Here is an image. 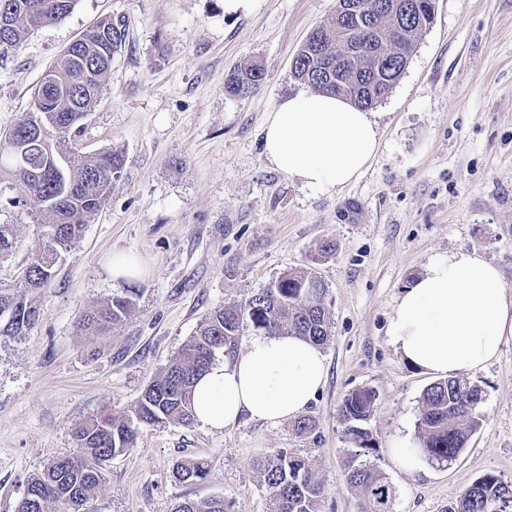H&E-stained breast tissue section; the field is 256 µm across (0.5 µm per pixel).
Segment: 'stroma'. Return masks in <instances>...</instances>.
Instances as JSON below:
<instances>
[{
	"instance_id": "stroma-1",
	"label": "stroma",
	"mask_w": 512,
	"mask_h": 512,
	"mask_svg": "<svg viewBox=\"0 0 512 512\" xmlns=\"http://www.w3.org/2000/svg\"><path fill=\"white\" fill-rule=\"evenodd\" d=\"M336 0H254L228 16L224 0H77L60 23L32 28L0 56V134L32 105L45 70L97 20L123 28L102 95L84 121V152H122L124 165L95 220L37 297L39 321L0 339V512H16L29 478L78 456L84 421L119 417L197 330L205 315L244 301L282 274L313 271L327 288L332 336L327 381L306 409L316 428L243 421L141 426L114 456L87 512H173L185 499L222 497L235 512H270L252 465L279 449L315 459L321 512H366L346 482L338 410L375 390L370 428L391 512H442L487 473L512 481V341L468 373L482 390L480 428L456 461L405 468L395 444L417 439L421 396L434 377L406 363L386 336L401 290L429 258L479 251L512 289V0H436L435 17L391 92L374 105L379 149L369 167L324 195L265 160L261 130L281 100L306 91L293 59ZM247 59L265 81L245 98L224 81ZM336 242L321 258L319 243ZM131 255L138 277L112 276ZM140 289L133 314L104 334L80 327L107 297ZM186 458L204 483L177 482ZM208 464L203 459H188L177 462L173 475L182 484L197 485L208 477Z\"/></svg>"
}]
</instances>
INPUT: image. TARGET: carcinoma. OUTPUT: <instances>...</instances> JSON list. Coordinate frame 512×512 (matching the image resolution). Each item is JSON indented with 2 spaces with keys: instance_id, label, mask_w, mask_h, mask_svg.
Listing matches in <instances>:
<instances>
[{
  "instance_id": "cac0c4a2",
  "label": "carcinoma",
  "mask_w": 512,
  "mask_h": 512,
  "mask_svg": "<svg viewBox=\"0 0 512 512\" xmlns=\"http://www.w3.org/2000/svg\"><path fill=\"white\" fill-rule=\"evenodd\" d=\"M76 0H0V50H15L36 24L65 19ZM363 6L362 23L343 22L351 0H336V9L316 25L299 49L292 75L319 92L343 95L362 108L381 102L405 71L419 39L435 15V0H356ZM125 41V30L101 20L67 47L51 65L58 87L38 85L30 111L0 142V177L8 176L22 195L10 199L31 205L36 228L34 244L23 255V279L0 287V337H15L40 318L34 296L55 277L62 254L79 238L84 226L105 206L112 180L123 167L113 150L86 153L70 143L81 117L97 104L112 59ZM263 70L245 62L224 83L232 96L243 97L263 82ZM43 171L36 181L33 171ZM16 225L0 222V262L19 253ZM139 289L102 301L83 321L101 333L121 324L136 307ZM327 289L315 273L290 271L241 303L209 313L193 336L144 388L136 405L123 417L96 418L74 432L80 456L62 455L35 473L17 512H81L99 493L106 464L135 446L139 428L167 421H195L190 395L195 380L217 353L232 356L239 336L255 332H290L317 345L332 335ZM376 393L359 388L340 407L347 449V483L362 490L370 512H390L391 491L372 458L379 448L367 424ZM482 390L449 377L430 384L422 395L418 420L421 451L431 459L451 462L479 427L476 409ZM271 502V512H320L324 483L314 463L299 450L279 449L253 464ZM202 459L177 462L173 475L182 484L197 485L208 477ZM174 512H234L222 497L186 499ZM444 512H512V482L488 473L464 489Z\"/></svg>"
}]
</instances>
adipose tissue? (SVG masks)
I'll list each match as a JSON object with an SVG mask.
<instances>
[{
  "label": "adipose tissue",
  "instance_id": "1",
  "mask_svg": "<svg viewBox=\"0 0 512 512\" xmlns=\"http://www.w3.org/2000/svg\"><path fill=\"white\" fill-rule=\"evenodd\" d=\"M263 155L321 194L360 176L379 147L372 113L327 93H300L268 113ZM387 336L411 365L442 376L483 369L512 340V292L478 252L432 256L393 307ZM326 382L321 348L287 333L253 334L236 354L198 380L191 404L203 426L247 418L276 425L300 415Z\"/></svg>",
  "mask_w": 512,
  "mask_h": 512
}]
</instances>
